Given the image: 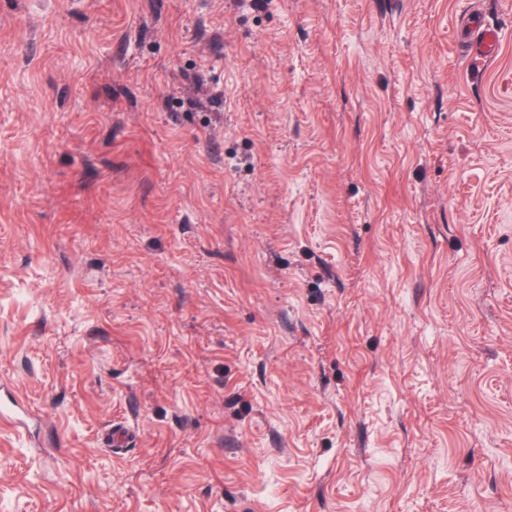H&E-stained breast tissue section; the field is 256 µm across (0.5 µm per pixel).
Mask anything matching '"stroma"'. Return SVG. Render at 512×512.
<instances>
[{
  "label": "stroma",
  "instance_id": "stroma-1",
  "mask_svg": "<svg viewBox=\"0 0 512 512\" xmlns=\"http://www.w3.org/2000/svg\"><path fill=\"white\" fill-rule=\"evenodd\" d=\"M0 386V512H512V0H0ZM471 28L474 33L473 49L477 54L475 57L483 60L492 59L504 39L503 29L482 18L471 23Z\"/></svg>",
  "mask_w": 512,
  "mask_h": 512
}]
</instances>
